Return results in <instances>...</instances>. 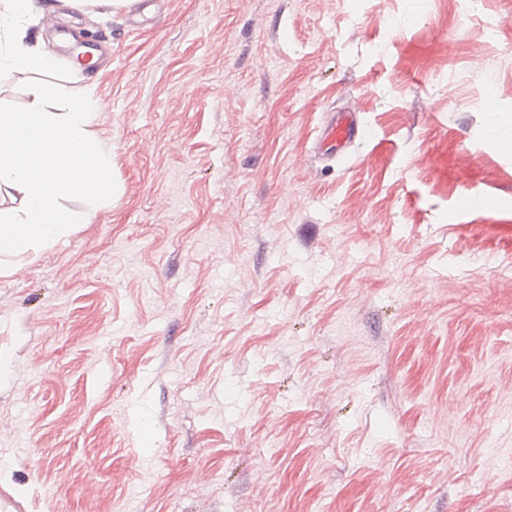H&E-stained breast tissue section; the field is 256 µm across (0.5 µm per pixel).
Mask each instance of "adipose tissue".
<instances>
[{
  "instance_id": "obj_1",
  "label": "adipose tissue",
  "mask_w": 512,
  "mask_h": 512,
  "mask_svg": "<svg viewBox=\"0 0 512 512\" xmlns=\"http://www.w3.org/2000/svg\"><path fill=\"white\" fill-rule=\"evenodd\" d=\"M32 0H0V73L32 76L28 102L0 107V270L9 257L31 255L66 241L77 225L111 200V158L93 130L98 104L55 78L58 57L30 44ZM72 198L87 207H67Z\"/></svg>"
}]
</instances>
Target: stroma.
<instances>
[{"label":"stroma","mask_w":512,"mask_h":512,"mask_svg":"<svg viewBox=\"0 0 512 512\" xmlns=\"http://www.w3.org/2000/svg\"><path fill=\"white\" fill-rule=\"evenodd\" d=\"M28 33L116 191L0 273V512H512V0H34ZM334 110L370 134L326 161Z\"/></svg>","instance_id":"35a3bbf8"}]
</instances>
